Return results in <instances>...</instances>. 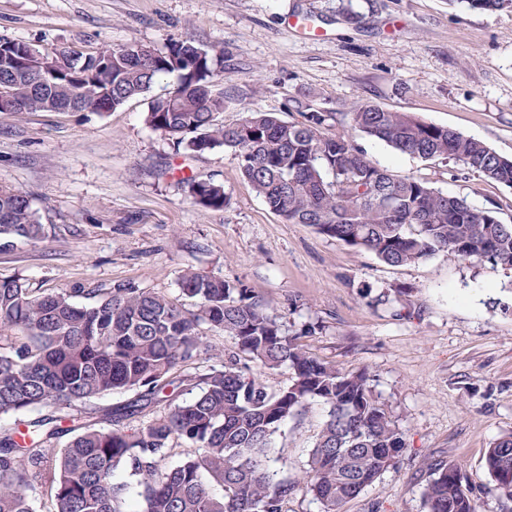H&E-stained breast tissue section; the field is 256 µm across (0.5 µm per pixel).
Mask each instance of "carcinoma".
<instances>
[{"label": "carcinoma", "mask_w": 512, "mask_h": 512, "mask_svg": "<svg viewBox=\"0 0 512 512\" xmlns=\"http://www.w3.org/2000/svg\"><path fill=\"white\" fill-rule=\"evenodd\" d=\"M468 10L512 8V0H449ZM28 43L0 37V112L20 113L9 98L30 101L29 112H108L148 91L164 74L177 88L153 99L145 123L194 153L216 147L234 152L243 177L266 206L292 224H309L327 237L363 249L390 266L419 263L440 251L512 272V224L493 208L476 209L412 177L398 176L365 157L349 128L425 160H455L471 173L512 187V159L454 129L410 112L353 103L346 112L316 110L301 99L287 109L294 122L250 112L235 124L218 119L224 95L209 78L218 56L198 53L191 40L164 49L103 46L83 55L43 49L54 59L42 78L18 65ZM189 192L204 209L221 210L224 185L191 177ZM45 238L29 197L0 186V246ZM179 298L129 285L97 290L80 305L74 291L34 293L20 278L0 280V418L26 416L30 444L0 430V512H35L25 488L49 479L47 512H287L303 487L322 512H343L384 471L397 464L405 436L388 405L374 393L365 371L343 373L312 356L301 343L322 330L305 323L289 330L243 283L185 272ZM204 321L233 337L237 352L210 355L213 364L194 374L182 367L208 352L196 333ZM283 366L289 383L267 389L261 374ZM192 386V398L175 402L169 388ZM135 392L105 411L102 425L61 429L45 407L87 405L112 392ZM318 400L329 415L309 453L307 467L290 480L272 468L274 434ZM168 412L144 420L152 408ZM138 422L137 427L130 423ZM69 435L61 448L51 440ZM201 450L163 466L169 442ZM139 477L141 500L114 480L119 465ZM424 486L426 512H478L461 467L430 463ZM484 466L493 491L512 500V432L491 443ZM224 488L214 495L209 482Z\"/></svg>", "instance_id": "1"}]
</instances>
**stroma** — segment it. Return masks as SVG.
<instances>
[{
	"label": "stroma",
	"mask_w": 512,
	"mask_h": 512,
	"mask_svg": "<svg viewBox=\"0 0 512 512\" xmlns=\"http://www.w3.org/2000/svg\"><path fill=\"white\" fill-rule=\"evenodd\" d=\"M305 13L323 35L289 27ZM0 36L83 53L102 45L164 48L190 39L223 54L211 90L221 121L246 112L296 120L289 99L345 111L357 101L409 112L512 159V10L448 0H0ZM162 76L109 112H0V186L25 192L46 237L0 251V280L36 292L130 284L178 296L192 270L242 282L287 325L318 322L304 347L345 373L367 371L407 447L344 512H425L428 462L458 463L479 512H512L491 492L486 448L512 432V274L440 252L393 267L273 213L234 152L184 155L144 122L176 88ZM377 165L512 224V187L452 160L429 161L354 135ZM223 184L221 210L194 204L187 178ZM408 295H398V288ZM328 415L309 401L274 435L280 476L296 477Z\"/></svg>",
	"instance_id": "35a3bbf8"
}]
</instances>
